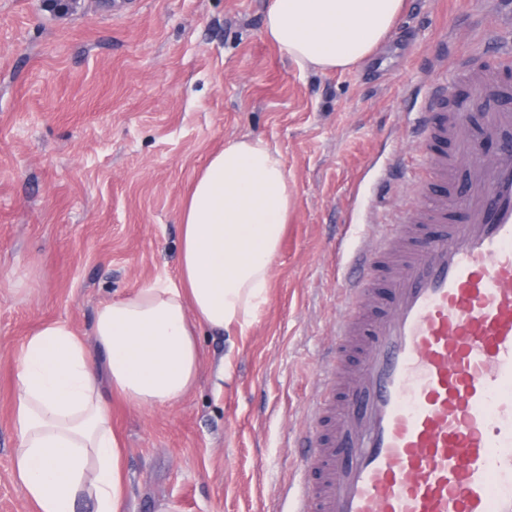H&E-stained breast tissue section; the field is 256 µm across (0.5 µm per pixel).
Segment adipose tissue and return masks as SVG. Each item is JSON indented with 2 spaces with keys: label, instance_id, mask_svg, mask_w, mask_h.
Segmentation results:
<instances>
[{
  "label": "adipose tissue",
  "instance_id": "adipose-tissue-1",
  "mask_svg": "<svg viewBox=\"0 0 512 512\" xmlns=\"http://www.w3.org/2000/svg\"><path fill=\"white\" fill-rule=\"evenodd\" d=\"M401 8L402 0H267L264 34L300 65L346 70L375 51ZM290 207L280 151L259 137L231 141L196 174L180 211L177 280L102 304L92 327L98 354L63 322L28 336L15 371L14 474L35 512H123L110 396L153 407L193 388L198 330L246 332L267 304Z\"/></svg>",
  "mask_w": 512,
  "mask_h": 512
}]
</instances>
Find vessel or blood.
<instances>
[{
    "label": "vessel or blood",
    "mask_w": 512,
    "mask_h": 512,
    "mask_svg": "<svg viewBox=\"0 0 512 512\" xmlns=\"http://www.w3.org/2000/svg\"><path fill=\"white\" fill-rule=\"evenodd\" d=\"M496 57L416 93L430 176L344 285L289 512H512V151H477L512 139V42ZM463 81L498 104L472 111Z\"/></svg>",
    "instance_id": "b4317fda"
}]
</instances>
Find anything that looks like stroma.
Returning a JSON list of instances; mask_svg holds the SVG:
<instances>
[{
  "label": "stroma",
  "instance_id": "stroma-1",
  "mask_svg": "<svg viewBox=\"0 0 512 512\" xmlns=\"http://www.w3.org/2000/svg\"><path fill=\"white\" fill-rule=\"evenodd\" d=\"M265 0H0V512L15 480V360L41 325L90 337L96 309L176 280L178 215L225 142L279 149L294 207L245 334L201 330L197 381L147 409L112 400L125 512H287L336 360L342 285L411 198L409 93L440 56L483 62V0H405L362 64L318 72L264 35Z\"/></svg>",
  "mask_w": 512,
  "mask_h": 512
}]
</instances>
